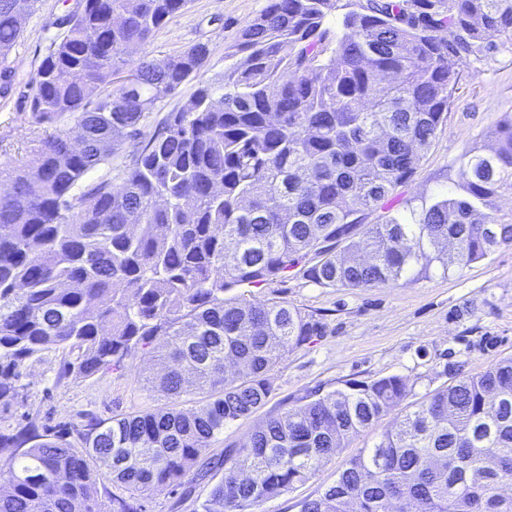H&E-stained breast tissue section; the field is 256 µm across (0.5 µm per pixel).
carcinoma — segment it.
I'll return each instance as SVG.
<instances>
[{"instance_id": "1", "label": "carcinoma", "mask_w": 512, "mask_h": 512, "mask_svg": "<svg viewBox=\"0 0 512 512\" xmlns=\"http://www.w3.org/2000/svg\"><path fill=\"white\" fill-rule=\"evenodd\" d=\"M268 0L238 33L224 72L198 85L143 139L158 103L209 62L206 43L138 51L189 0H83L31 83L30 112L55 126L28 169L0 170V400L50 347L80 352L83 377L154 346L148 384L174 404L44 438L0 467V512H101L90 490L107 467L127 495L112 512L190 474L224 470L203 512H255L314 477L354 434L399 407L406 378L348 380L271 413L243 445L193 472L224 426L266 405L271 372L325 324L286 302L224 297L296 271L323 287L377 288L463 269L512 245V118L460 158V192L366 224L408 183L447 117L465 58L512 41V0ZM0 0V60L22 35ZM129 70L133 85L112 88ZM96 101H91L92 95ZM78 133L86 147L71 149ZM128 142L112 178L83 177ZM205 393L197 408L175 404ZM512 357L439 389L352 457L302 512H512Z\"/></svg>"}]
</instances>
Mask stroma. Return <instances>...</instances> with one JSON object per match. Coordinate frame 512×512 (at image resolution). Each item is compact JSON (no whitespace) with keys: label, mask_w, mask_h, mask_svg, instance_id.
Masks as SVG:
<instances>
[{"label":"stroma","mask_w":512,"mask_h":512,"mask_svg":"<svg viewBox=\"0 0 512 512\" xmlns=\"http://www.w3.org/2000/svg\"><path fill=\"white\" fill-rule=\"evenodd\" d=\"M267 0H191L144 47L155 58L175 54L203 42L209 64L186 81L154 112L146 134L160 129L168 112L180 109L199 83L224 69V58L237 32L261 13ZM76 0H39L8 57L10 82L0 81V167L24 165L41 138L53 133L38 124L29 110L31 80L57 34V18L73 10ZM459 82L445 122L411 180L398 187L385 207L369 212L370 224L408 214L422 204L457 192L459 158L464 151L488 145L490 131L512 116V43L482 60L464 59ZM244 298L280 301L321 318L324 336L288 353L274 368V392L258 412L227 424L204 455L213 460L227 445L248 440L268 414L282 411L307 393H323L349 379L370 380L387 375L405 377L410 386L407 405L453 383L455 376H473L500 359L512 357V246L457 270L433 266L428 275L394 287L348 290L317 286L299 274L243 288ZM78 350L51 347L29 359L20 371L19 396L0 402V433L35 423L39 432L57 434L69 428L78 443L87 424L113 416L142 413L168 402L151 388L147 376L155 369L151 349L136 352L118 370L80 378L64 376L66 363ZM394 423L385 416L361 431L332 461L303 485L260 503L256 512H301L305 500L333 483L346 462L370 448ZM223 477L189 479L178 488L162 487L142 501L143 512H202L201 505Z\"/></svg>","instance_id":"35a3bbf8"}]
</instances>
